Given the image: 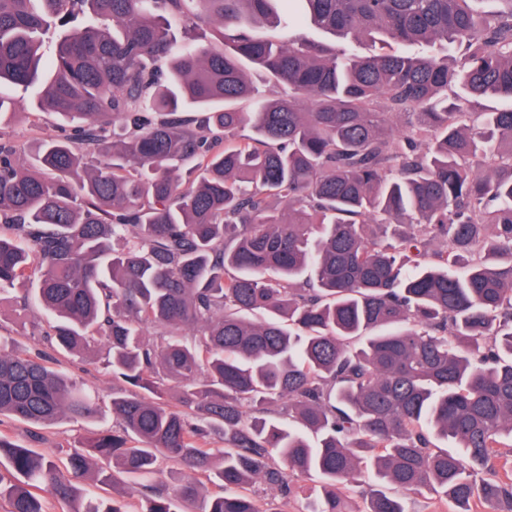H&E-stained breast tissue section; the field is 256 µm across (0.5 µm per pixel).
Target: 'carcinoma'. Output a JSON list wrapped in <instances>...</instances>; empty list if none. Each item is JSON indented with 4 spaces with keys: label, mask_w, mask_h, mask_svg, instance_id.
<instances>
[{
    "label": "carcinoma",
    "mask_w": 512,
    "mask_h": 512,
    "mask_svg": "<svg viewBox=\"0 0 512 512\" xmlns=\"http://www.w3.org/2000/svg\"><path fill=\"white\" fill-rule=\"evenodd\" d=\"M273 2L0 0V82L74 124L0 140V296L33 272L59 349L105 340L117 420L62 466L0 436L9 512H265L298 477L304 512L512 503V0ZM96 413L0 335V416ZM162 457L186 477L136 506L73 482ZM254 494L260 501L263 509H279L283 512H301L304 493L300 490L296 495L283 499L281 494L263 483H257ZM408 508L410 512H453L449 504L441 503L434 494L426 490L422 495H412L408 500Z\"/></svg>",
    "instance_id": "cac0c4a2"
}]
</instances>
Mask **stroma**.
Wrapping results in <instances>:
<instances>
[{
  "instance_id": "35a3bbf8",
  "label": "stroma",
  "mask_w": 512,
  "mask_h": 512,
  "mask_svg": "<svg viewBox=\"0 0 512 512\" xmlns=\"http://www.w3.org/2000/svg\"><path fill=\"white\" fill-rule=\"evenodd\" d=\"M0 95L12 98L19 111L10 126L0 129V137L13 142L23 158H31L44 139L59 134L61 118L48 112L32 110L30 98L22 88L6 85L0 87ZM0 326L16 337L17 350L44 352L49 357L51 366L66 372L85 392L95 398L101 408L100 413L91 418H63L42 426L2 416L0 436L26 448L56 454L75 446L79 435L111 428L112 378L104 365L103 357L89 361L56 351L45 338L48 329L46 313L35 303H23L16 296L11 295L0 301Z\"/></svg>"
}]
</instances>
